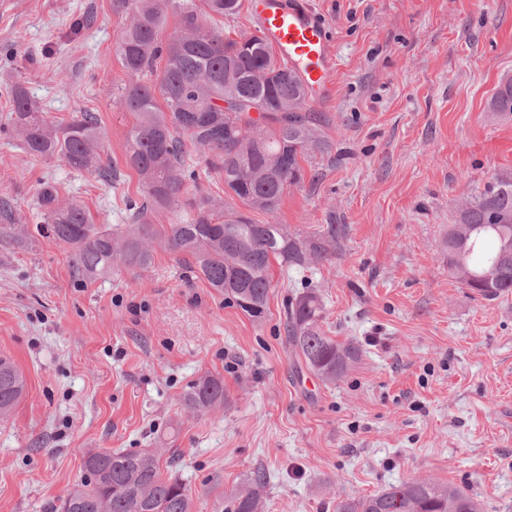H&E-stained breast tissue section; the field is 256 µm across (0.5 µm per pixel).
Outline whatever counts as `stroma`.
<instances>
[{
  "mask_svg": "<svg viewBox=\"0 0 512 512\" xmlns=\"http://www.w3.org/2000/svg\"><path fill=\"white\" fill-rule=\"evenodd\" d=\"M307 2L337 52L336 98L316 109L332 149L309 157L276 214L250 217L307 236L346 225L335 257L273 265L256 323L160 248L147 269L85 283L51 239L0 241V354L26 378L0 421V512H53L83 481L86 448L178 449L171 472L194 512H222L259 469L265 512H336L338 498L408 481L512 512V295L462 288L442 245L459 198L512 177V120L487 110L512 78V0ZM124 23L112 0H0V198L18 223H39L47 183L95 223H129L140 180L124 162ZM18 86L59 121L96 113L115 179L23 153ZM307 282L329 336L361 350L332 383L284 332ZM207 374L224 403L196 413L181 396Z\"/></svg>",
  "mask_w": 512,
  "mask_h": 512,
  "instance_id": "1",
  "label": "stroma"
}]
</instances>
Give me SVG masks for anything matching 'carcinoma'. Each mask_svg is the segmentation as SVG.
Returning a JSON list of instances; mask_svg holds the SVG:
<instances>
[{
	"label": "carcinoma",
	"instance_id": "cac0c4a2",
	"mask_svg": "<svg viewBox=\"0 0 512 512\" xmlns=\"http://www.w3.org/2000/svg\"><path fill=\"white\" fill-rule=\"evenodd\" d=\"M238 7V0H112V10L126 19L115 56L135 78L123 89L121 102L135 119L125 160L141 178L142 201L129 205L132 223L109 229L94 223L84 206L59 203L54 187L46 185L35 230L70 252L74 274L84 282L146 269L157 242L189 276L206 281L224 301L259 322L268 312L272 264L303 269L330 260L346 225L325 224L312 236L293 235L281 224H257L202 193L201 174L214 170L224 175L226 197L273 215L288 189L302 183L301 160L331 151L307 109L300 78L271 44L258 34L226 41L213 25ZM170 14L178 25L164 39ZM154 74L156 82L143 81ZM238 98L259 118L224 107ZM490 111L512 118L511 81L492 98ZM11 123L24 153L103 180L112 177V162L99 151L96 113L59 124L17 87ZM158 209L184 211L188 218L183 224H152L149 216ZM2 238L25 243L27 225L0 224ZM444 245L448 270L463 287L488 301L511 294L512 178L489 182L458 204ZM324 322L319 291L308 287L288 307L284 330L307 368L332 382L359 359L360 349L328 336ZM25 388L23 372L1 354V420ZM223 403L224 381L214 375L200 378L183 394L184 406L195 412ZM166 452L170 467L177 451L169 448L84 451V482L62 500L60 512H192L185 484L161 471ZM265 484V474L257 472L247 490L224 501V512H263ZM336 512H480V505L450 485L409 482L343 498Z\"/></svg>",
	"mask_w": 512,
	"mask_h": 512
}]
</instances>
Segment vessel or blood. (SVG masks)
I'll return each mask as SVG.
<instances>
[{
    "instance_id": "1",
    "label": "vessel or blood",
    "mask_w": 512,
    "mask_h": 512,
    "mask_svg": "<svg viewBox=\"0 0 512 512\" xmlns=\"http://www.w3.org/2000/svg\"><path fill=\"white\" fill-rule=\"evenodd\" d=\"M251 16L259 35L302 79L313 104L336 95L337 59L325 21L302 0H252Z\"/></svg>"
}]
</instances>
